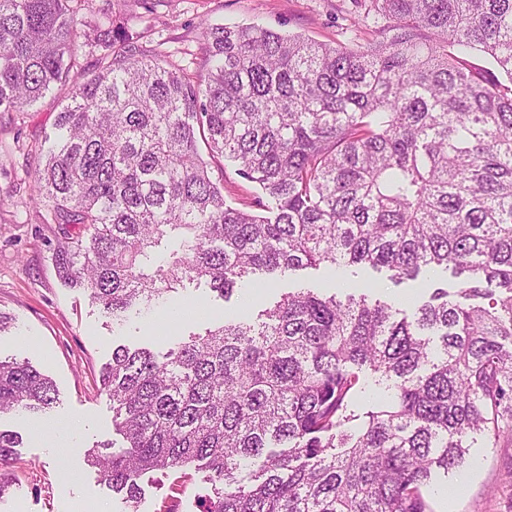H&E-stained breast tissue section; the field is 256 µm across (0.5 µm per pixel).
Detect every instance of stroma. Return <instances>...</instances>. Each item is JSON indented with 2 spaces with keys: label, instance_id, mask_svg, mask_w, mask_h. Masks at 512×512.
Instances as JSON below:
<instances>
[{
  "label": "stroma",
  "instance_id": "35a3bbf8",
  "mask_svg": "<svg viewBox=\"0 0 512 512\" xmlns=\"http://www.w3.org/2000/svg\"><path fill=\"white\" fill-rule=\"evenodd\" d=\"M353 0H131L130 23L140 38L137 54L202 70V29L215 24L257 23L274 31L331 45L354 46ZM62 84L24 112H0V313L11 327L0 334V358L30 361L52 377L59 400L44 413L0 415V430L18 432L22 444L7 466L11 485L0 512H127L120 496L102 484L85 459L87 448L115 440L112 406L100 389L102 367L118 344H131L163 330L178 336L203 332L224 313H245L242 290L221 300L205 282L185 283L165 306L133 316L125 326L91 305L61 281L49 250L58 227L44 223L29 203L34 161L31 146L49 133L70 93ZM451 272L423 273L395 282L388 270L351 266L343 272L322 265L289 272L270 289L271 306L297 288H339L341 296L368 295L412 313L437 288H454ZM461 468L439 474L426 488L432 512H512V447L468 441ZM141 512H199L210 494L197 472L156 474L145 486Z\"/></svg>",
  "mask_w": 512,
  "mask_h": 512
}]
</instances>
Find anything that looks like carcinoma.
Here are the masks:
<instances>
[{
  "mask_svg": "<svg viewBox=\"0 0 512 512\" xmlns=\"http://www.w3.org/2000/svg\"><path fill=\"white\" fill-rule=\"evenodd\" d=\"M74 2L0 0V112L72 81L34 147L31 201L79 226L53 264L112 321L186 281L225 300L321 264L461 276L411 317L300 288L162 355L117 346L100 380L121 446L87 462L129 512L147 475L186 469L211 485L200 512H432L425 489L470 435L512 444V0H354L372 35L356 49L216 24L197 82L134 56L127 0L92 26L107 62L71 78ZM218 159L254 203H227ZM369 376L384 394L356 414ZM57 396L29 362L0 360V413ZM21 443L0 430V495Z\"/></svg>",
  "mask_w": 512,
  "mask_h": 512,
  "instance_id": "carcinoma-1",
  "label": "carcinoma"
}]
</instances>
